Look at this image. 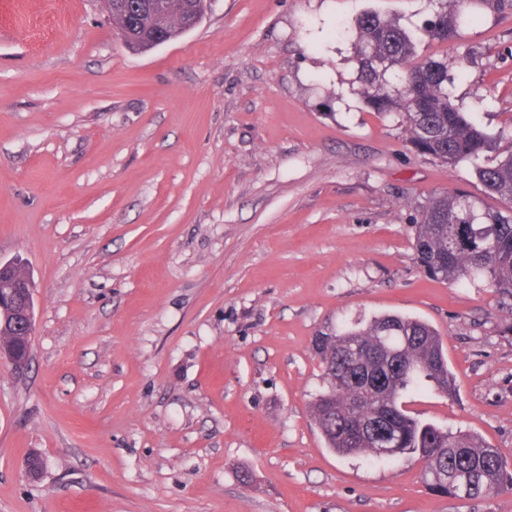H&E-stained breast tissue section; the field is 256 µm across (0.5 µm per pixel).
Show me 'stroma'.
I'll use <instances>...</instances> for the list:
<instances>
[{"instance_id":"1","label":"stroma","mask_w":512,"mask_h":512,"mask_svg":"<svg viewBox=\"0 0 512 512\" xmlns=\"http://www.w3.org/2000/svg\"><path fill=\"white\" fill-rule=\"evenodd\" d=\"M434 9L212 0L141 51L99 0H0V262L36 285L30 366L0 361V512H512L510 491L437 496L421 462L338 455L310 414L312 337L399 313L438 331L457 385L408 409L512 464V313L414 259L429 196L483 188L367 106L337 33ZM417 51L464 56L452 99L512 125V11Z\"/></svg>"}]
</instances>
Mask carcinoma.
Masks as SVG:
<instances>
[{
    "instance_id": "obj_1",
    "label": "carcinoma",
    "mask_w": 512,
    "mask_h": 512,
    "mask_svg": "<svg viewBox=\"0 0 512 512\" xmlns=\"http://www.w3.org/2000/svg\"><path fill=\"white\" fill-rule=\"evenodd\" d=\"M153 0H122L112 11L118 33L132 37L136 49H148L154 38L167 41L184 33V19L202 10L200 0H167L158 20L144 15ZM438 9L422 29L444 43L458 28L462 12L473 5L498 12L512 10V0H434ZM355 56L368 106L401 118L414 149L454 168L472 165L486 194L512 202V154L488 161L512 127L489 132L472 121L448 92L451 70L463 59L417 58V35L401 26L364 14L356 21ZM415 259L432 278L478 279L512 313V208L493 210L470 195L432 196L416 225ZM30 275L15 263L0 273L1 288H17ZM30 339L13 317L0 321V356L25 360ZM312 354L322 368L327 388L312 404L327 447L341 456L377 459L419 458L424 479L439 496H455L457 475L476 477L470 499L490 498L512 489V472L498 449L462 430H443L410 414L402 396L431 386L448 398L456 396L442 341L428 323L399 314H384L315 336ZM378 428L361 437L352 431L365 423Z\"/></svg>"
}]
</instances>
